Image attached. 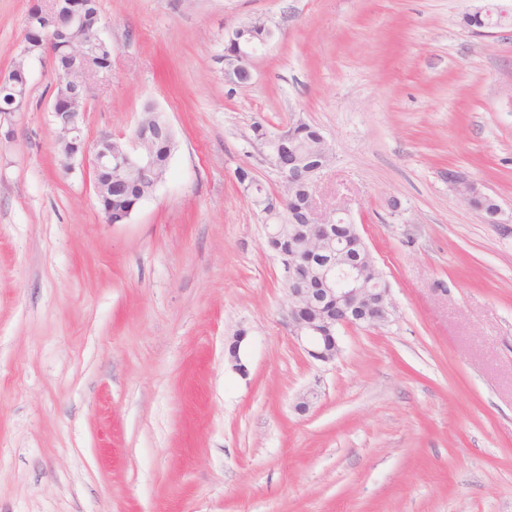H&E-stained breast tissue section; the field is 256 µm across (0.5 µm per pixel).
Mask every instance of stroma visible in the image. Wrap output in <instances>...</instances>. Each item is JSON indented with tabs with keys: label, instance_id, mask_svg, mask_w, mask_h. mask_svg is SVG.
<instances>
[{
	"label": "stroma",
	"instance_id": "1",
	"mask_svg": "<svg viewBox=\"0 0 512 512\" xmlns=\"http://www.w3.org/2000/svg\"><path fill=\"white\" fill-rule=\"evenodd\" d=\"M37 2L0 0V74ZM489 3L512 14L99 0L112 72L85 138L129 140L150 103L177 143L126 224L104 223L91 167L65 169L50 56L27 60V103L0 121V512H512V23L463 21ZM257 16L274 36L231 87L224 37ZM299 119L330 141L322 199L349 200L395 309L341 330L327 365L290 334L266 216L238 181L278 193L251 127ZM448 181L454 186L455 190L462 198V200H466L473 195H477L478 197L471 198L467 204L473 209H490L493 206V203L486 194L480 192L478 187L472 181L468 180L466 177L458 174L454 171H449L448 173ZM486 196V197H482ZM491 198V197H489Z\"/></svg>",
	"mask_w": 512,
	"mask_h": 512
}]
</instances>
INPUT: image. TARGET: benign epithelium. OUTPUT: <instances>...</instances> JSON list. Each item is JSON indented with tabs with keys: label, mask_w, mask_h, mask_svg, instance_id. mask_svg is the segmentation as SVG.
<instances>
[{
	"label": "benign epithelium",
	"mask_w": 512,
	"mask_h": 512,
	"mask_svg": "<svg viewBox=\"0 0 512 512\" xmlns=\"http://www.w3.org/2000/svg\"><path fill=\"white\" fill-rule=\"evenodd\" d=\"M39 15L47 16L49 26L45 34L23 44L22 60L51 53V65L56 86L62 88L63 107L52 103L50 113L58 130V142L68 163L87 161L93 173L112 172L114 168H136L151 163L144 150L147 131L137 130L129 147L120 153L112 150V135L103 134L90 143L82 135L81 119L92 92V79L100 74L92 66L93 59L110 47L101 38L102 17L98 0H50L39 7ZM479 21L480 28H495L506 23L509 16L496 8L486 7L467 15ZM256 51L245 40L238 51L224 53V80L244 87L252 81V62ZM12 84V107L1 112L5 118L18 112L28 96V78L24 63L15 66ZM298 121L286 129L269 132L265 138V157L293 188L306 191L303 208L291 212L294 233L301 243V251L288 253L282 263L284 282L288 293V328L302 344L307 355L323 364H329L340 355L339 331L349 327H379L392 321L394 306L390 290L383 284L370 288L366 282L365 262L374 261L360 234L354 235L356 251L346 248L322 250V241L334 239L339 229L333 224L339 216H350V208L342 200L330 207L319 201V183L326 163L314 165L300 154L296 131ZM450 182L459 196L466 200L481 195L472 181L454 172H448ZM94 192L104 223L125 224L140 207L142 200L130 201L112 196V181L93 182Z\"/></svg>",
	"instance_id": "benign-epithelium-1"
}]
</instances>
